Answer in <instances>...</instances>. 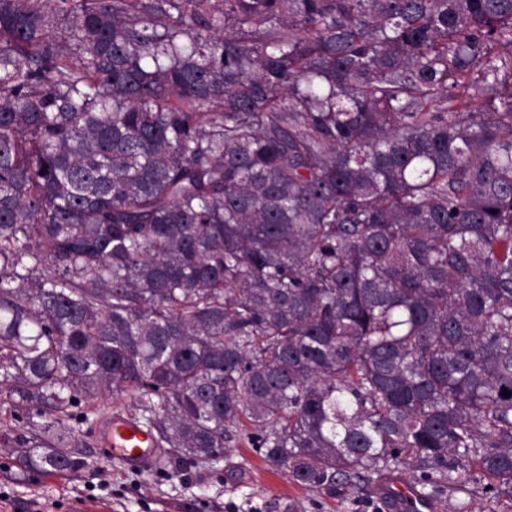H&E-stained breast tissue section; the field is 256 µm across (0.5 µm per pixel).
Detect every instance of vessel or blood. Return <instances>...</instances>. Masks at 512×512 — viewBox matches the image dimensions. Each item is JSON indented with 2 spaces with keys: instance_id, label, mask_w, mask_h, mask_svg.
<instances>
[{
  "instance_id": "1",
  "label": "vessel or blood",
  "mask_w": 512,
  "mask_h": 512,
  "mask_svg": "<svg viewBox=\"0 0 512 512\" xmlns=\"http://www.w3.org/2000/svg\"><path fill=\"white\" fill-rule=\"evenodd\" d=\"M97 442L127 468H146L156 458V440L140 423L128 416L116 415L97 431ZM387 496L404 512H431V503L420 497L413 485L393 482Z\"/></svg>"
}]
</instances>
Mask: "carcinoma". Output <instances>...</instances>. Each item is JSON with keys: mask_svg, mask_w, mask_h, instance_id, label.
<instances>
[{"mask_svg": "<svg viewBox=\"0 0 512 512\" xmlns=\"http://www.w3.org/2000/svg\"><path fill=\"white\" fill-rule=\"evenodd\" d=\"M116 394L512 512V0H0V447L82 473Z\"/></svg>", "mask_w": 512, "mask_h": 512, "instance_id": "cac0c4a2", "label": "carcinoma"}]
</instances>
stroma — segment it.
I'll use <instances>...</instances> for the list:
<instances>
[{
	"mask_svg": "<svg viewBox=\"0 0 512 512\" xmlns=\"http://www.w3.org/2000/svg\"><path fill=\"white\" fill-rule=\"evenodd\" d=\"M81 442L90 468L77 476L7 478L13 459L0 447V512H262L273 498L296 501L302 512H379L377 489L364 486L336 498L291 482L267 468L245 444L230 448L218 469L201 471L190 462L124 469L102 452L96 431Z\"/></svg>",
	"mask_w": 512,
	"mask_h": 512,
	"instance_id": "35a3bbf8",
	"label": "stroma"
}]
</instances>
